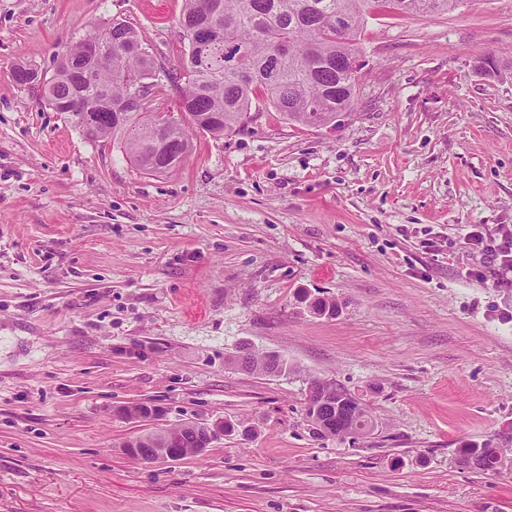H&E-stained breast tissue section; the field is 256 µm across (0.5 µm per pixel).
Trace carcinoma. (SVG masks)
Instances as JSON below:
<instances>
[{
  "label": "carcinoma",
  "instance_id": "1",
  "mask_svg": "<svg viewBox=\"0 0 512 512\" xmlns=\"http://www.w3.org/2000/svg\"><path fill=\"white\" fill-rule=\"evenodd\" d=\"M460 0H184L179 20L181 28L207 25L211 13L218 15L217 32L210 44L200 49L189 44L182 61L180 107L198 116L217 113L222 117L219 131L235 132L245 126L256 92H262L269 103L288 123L313 128L322 117H334L351 110L357 97L359 56L358 33L372 12L386 9L404 16L435 18L447 14ZM344 20L350 26L346 41L336 38V24ZM103 36L112 41L111 64L98 70L93 80L85 79L69 64L82 55L78 42L60 56L55 76L46 83V100L62 101L74 95L83 96L96 124L82 129L92 141H118L129 158L142 171L164 173L175 168L162 161L166 154L182 163L191 151L190 128L183 125L169 129V141L161 148L153 146L154 120L142 105L126 100L128 84L136 78L153 77L149 59L123 52L138 40L135 30L123 23L112 22ZM244 51L243 70L226 69L228 44ZM313 314L334 316L333 300L316 298L309 304ZM239 359L246 369L269 375L288 370L282 357L241 351ZM307 416L316 433L340 439L365 434L373 424L365 405L347 389L337 385L331 404L313 408L307 405ZM178 439L177 457L199 453L193 433L180 424L159 433L137 437L138 446L158 442L162 437ZM504 449L488 440L458 452L457 463L482 473H497L504 466Z\"/></svg>",
  "mask_w": 512,
  "mask_h": 512
}]
</instances>
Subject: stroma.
Segmentation results:
<instances>
[{"label":"stroma","mask_w":512,"mask_h":512,"mask_svg":"<svg viewBox=\"0 0 512 512\" xmlns=\"http://www.w3.org/2000/svg\"><path fill=\"white\" fill-rule=\"evenodd\" d=\"M183 0H0V512H512V288L468 276L471 224L512 225V0L380 12L334 129L257 99L242 131H193L141 171L44 102L60 55L118 19L179 110ZM35 70L21 85L16 65ZM336 300V316L311 313ZM287 373L234 366L241 345ZM373 432L316 434L312 379ZM145 403L135 421L121 406ZM228 429L141 463L132 437ZM193 428L202 439V446L207 448L220 436L224 435V422H214L213 424L204 423H192V424H180L178 426L171 427L165 431L159 433L143 434L136 437L138 440L139 447H149L147 442L152 443L158 442L162 439V436L176 437L178 439L177 448L179 453L174 456L175 459L185 457L187 455L199 454L200 451H204L205 448H200L196 444L193 433L186 426ZM504 448L498 446L490 439L479 445H471L467 448H460L457 456V463L471 470L482 473H498L504 466ZM474 459L476 465L470 466L469 460Z\"/></svg>","instance_id":"obj_1"}]
</instances>
